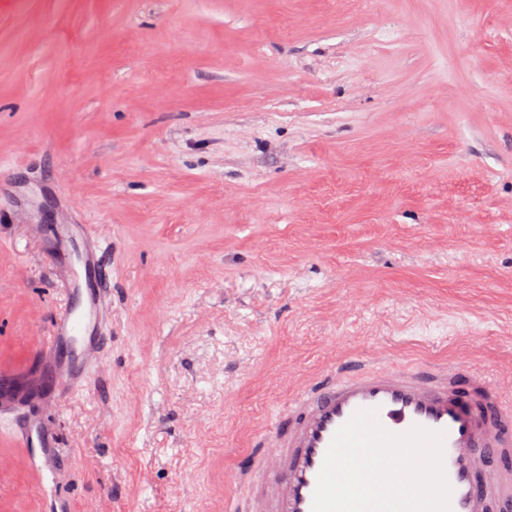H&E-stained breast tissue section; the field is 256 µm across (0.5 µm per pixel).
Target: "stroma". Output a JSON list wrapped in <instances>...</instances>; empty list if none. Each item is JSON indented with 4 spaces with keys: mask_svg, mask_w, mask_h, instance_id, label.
I'll return each mask as SVG.
<instances>
[{
    "mask_svg": "<svg viewBox=\"0 0 512 512\" xmlns=\"http://www.w3.org/2000/svg\"><path fill=\"white\" fill-rule=\"evenodd\" d=\"M57 224L111 281L60 391ZM351 365L512 377V0H0V512H252ZM19 436L31 446L37 445L43 450L56 448L57 438L52 430L41 422L27 421L17 426Z\"/></svg>",
    "mask_w": 512,
    "mask_h": 512,
    "instance_id": "obj_1",
    "label": "stroma"
}]
</instances>
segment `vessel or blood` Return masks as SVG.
<instances>
[{"mask_svg": "<svg viewBox=\"0 0 512 512\" xmlns=\"http://www.w3.org/2000/svg\"><path fill=\"white\" fill-rule=\"evenodd\" d=\"M71 305L54 319L50 347L72 352L56 367L55 385L76 386L101 364L102 284L71 289ZM448 368L433 378L388 368L303 393L289 405L264 442L262 462L274 478L273 512H311L317 476L336 431L362 408L378 411L380 423L402 433L420 425L446 433L444 467L453 489L451 512H512V406L486 379ZM19 436L42 449L57 438L40 422L18 426Z\"/></svg>", "mask_w": 512, "mask_h": 512, "instance_id": "b4317fda", "label": "vessel or blood"}]
</instances>
